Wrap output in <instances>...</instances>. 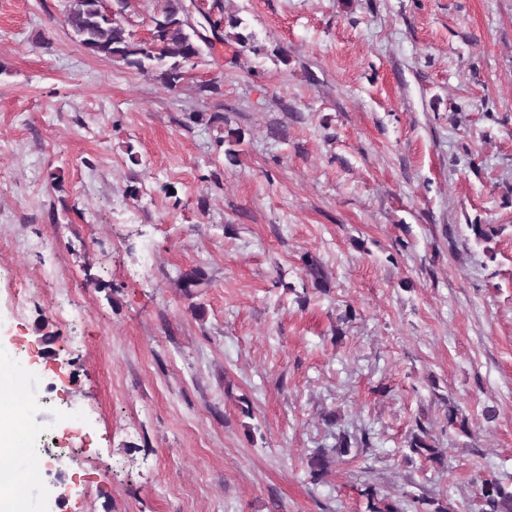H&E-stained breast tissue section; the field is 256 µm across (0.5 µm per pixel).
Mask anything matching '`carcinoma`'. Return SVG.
<instances>
[{"label": "carcinoma", "instance_id": "1", "mask_svg": "<svg viewBox=\"0 0 512 512\" xmlns=\"http://www.w3.org/2000/svg\"><path fill=\"white\" fill-rule=\"evenodd\" d=\"M128 7V0H68L64 24L75 39L92 56L118 58L130 68L141 72H155L169 88L176 87L183 76L185 64L202 54V46L213 45L211 39L198 32L208 29L213 35L224 26L223 18L201 14L203 22L194 25L191 6L184 0H165V6L152 18L151 40L138 43L116 16ZM241 21L232 18L229 27L233 32L224 34L222 41H231L241 48H254V34L237 31ZM368 512H401L393 503H383L371 486L366 488ZM482 512H512V488L496 479H486L480 488Z\"/></svg>", "mask_w": 512, "mask_h": 512}]
</instances>
